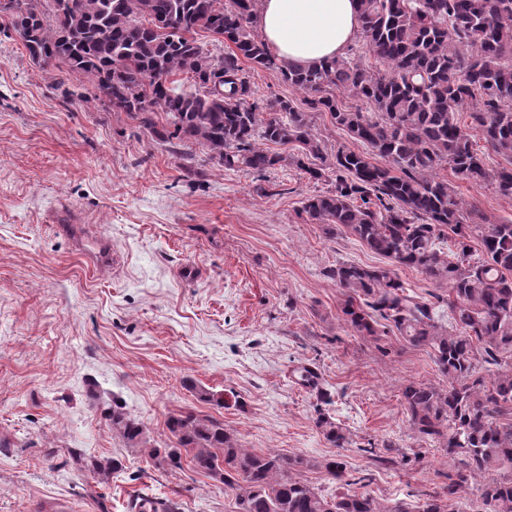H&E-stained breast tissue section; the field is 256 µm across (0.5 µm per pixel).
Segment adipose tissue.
Returning <instances> with one entry per match:
<instances>
[{
	"label": "adipose tissue",
	"instance_id": "1",
	"mask_svg": "<svg viewBox=\"0 0 512 512\" xmlns=\"http://www.w3.org/2000/svg\"><path fill=\"white\" fill-rule=\"evenodd\" d=\"M256 24L279 59L302 68L344 55L359 31L355 0H261Z\"/></svg>",
	"mask_w": 512,
	"mask_h": 512
}]
</instances>
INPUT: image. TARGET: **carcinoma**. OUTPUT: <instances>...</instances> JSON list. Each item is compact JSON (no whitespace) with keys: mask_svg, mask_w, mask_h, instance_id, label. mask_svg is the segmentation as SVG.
Segmentation results:
<instances>
[{"mask_svg":"<svg viewBox=\"0 0 512 512\" xmlns=\"http://www.w3.org/2000/svg\"><path fill=\"white\" fill-rule=\"evenodd\" d=\"M0 0V31L24 33L29 58L81 72L98 90H112L107 107L124 112L160 141L198 145L213 165L263 174L286 160L264 145L292 146L296 165L311 179L335 176L334 189L308 197L303 211L319 224L342 226L387 260L379 267L339 263L329 270L348 292L345 321L360 336L395 330L413 347H428L445 384L409 383L402 392L409 422L439 443L457 465L439 489L410 510L403 500L383 503L351 486L365 480L338 459L322 464L338 488L324 494L295 477L301 457L243 448L224 425L192 412L166 421L171 448H152L158 468L193 467L218 477L235 495L237 512H448V501L476 487L489 512H512V221H492L468 207L438 170L491 186L512 200V0H357L359 37L380 67L339 57L303 69L279 63L252 30L258 0ZM203 29L233 49L214 54L192 37ZM277 69L308 96L313 109L369 148L324 153L309 112L280 99L263 114L249 102L241 66ZM191 76L194 90L176 92L171 76ZM342 93L374 106L364 112ZM472 104L470 124L458 122ZM165 116L173 131L158 129ZM511 167L490 170L473 138ZM376 155L390 162L371 161ZM455 249L444 251L448 234ZM481 256L472 259V242ZM415 269L448 288L449 325L435 306L410 294L398 271ZM496 367L476 374L475 361ZM303 368L301 381L317 387L316 425L336 448L349 439L324 413L328 390ZM112 430L142 442L143 427L117 406Z\"/></svg>","mask_w":512,"mask_h":512,"instance_id":"1","label":"carcinoma"}]
</instances>
